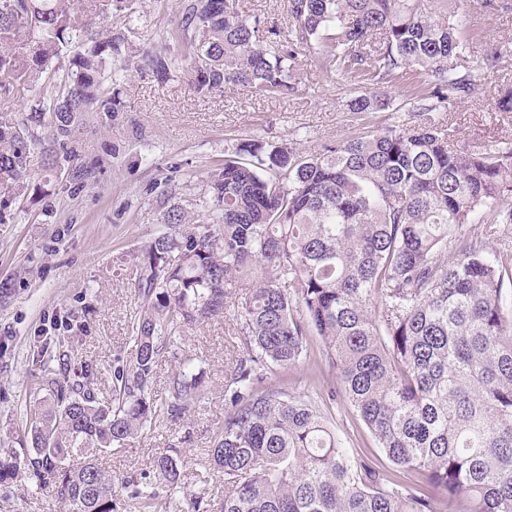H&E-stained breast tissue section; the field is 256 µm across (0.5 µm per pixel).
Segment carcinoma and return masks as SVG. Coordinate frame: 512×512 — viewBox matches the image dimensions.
Here are the masks:
<instances>
[{
    "instance_id": "1",
    "label": "carcinoma",
    "mask_w": 512,
    "mask_h": 512,
    "mask_svg": "<svg viewBox=\"0 0 512 512\" xmlns=\"http://www.w3.org/2000/svg\"><path fill=\"white\" fill-rule=\"evenodd\" d=\"M124 0H0V210L41 187L31 149L59 146L58 170L78 154L74 125L91 105L121 106L104 28ZM293 26L269 30L236 0H194L182 16L177 57L142 58L165 72L186 61L200 92L296 89L298 48L319 66L364 70L387 84L399 70L426 81L413 111L433 112L484 93L487 50L460 73L467 48L458 0H286ZM68 55L69 64L55 61ZM54 87L48 96L43 85ZM380 90L350 100L367 114ZM20 101L27 112H13ZM48 137L42 136L43 130ZM432 122L369 127L318 153L241 143L207 183L163 215L165 230L133 256L140 314L135 348L99 386L68 355L37 351L34 404L23 410V455L0 456V483L23 471L72 512H114L116 487L143 512H175L182 461L161 454L152 485L118 478L98 456L201 400L203 368L185 356L163 398L156 370L189 325L234 320L240 354L224 384V421L209 461L227 492L195 512H512V308L503 298L512 252L460 233L465 224H512V142L452 149ZM452 251L446 261L441 254ZM249 283L250 291L234 296ZM308 363L336 370V388L369 429L385 462L353 460L322 410L288 388ZM278 382H268V376Z\"/></svg>"
}]
</instances>
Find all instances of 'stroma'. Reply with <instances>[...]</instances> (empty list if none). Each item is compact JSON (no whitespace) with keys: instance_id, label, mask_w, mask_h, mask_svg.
Masks as SVG:
<instances>
[{"instance_id":"1","label":"stroma","mask_w":512,"mask_h":512,"mask_svg":"<svg viewBox=\"0 0 512 512\" xmlns=\"http://www.w3.org/2000/svg\"><path fill=\"white\" fill-rule=\"evenodd\" d=\"M190 0H132L112 26L122 40L112 66L126 69L116 85L120 111L86 113L76 131L77 167L85 178L47 170L42 148L30 154L38 194L18 198L0 215V441L21 430L20 411L38 382L30 347L35 341L62 344L85 362L98 384H110L115 366L133 350L130 329L140 309L134 252L162 226L165 206L202 196L211 171L227 150L251 140L265 148L290 144L302 154L352 135L362 126L410 127L423 118L442 126L451 143L471 150L512 141V112L495 109L498 90L512 86V5L486 12L482 0H461L468 50L460 69L477 64L492 45L498 66L485 74L481 100L440 108L429 116L413 112L410 99L422 79L399 74L386 87V106L367 114L350 112L351 97L370 90L364 73L339 74L316 68L307 52L296 59V93L258 96L244 89L197 92L181 70L160 78L138 70L143 55L168 56ZM233 317L185 327L177 357L157 368L155 391L164 395L179 359L198 358L205 372L200 405L190 417L147 430L128 448L102 454L99 463L117 476L152 474L157 456L175 448L183 459L188 493L205 499L224 495V478L213 471L208 450L224 419V379L238 356ZM297 394L322 406L333 428L358 459H375L377 443L343 397L314 385L304 367L288 374ZM0 512H68L51 493L25 477L0 485Z\"/></svg>"}]
</instances>
